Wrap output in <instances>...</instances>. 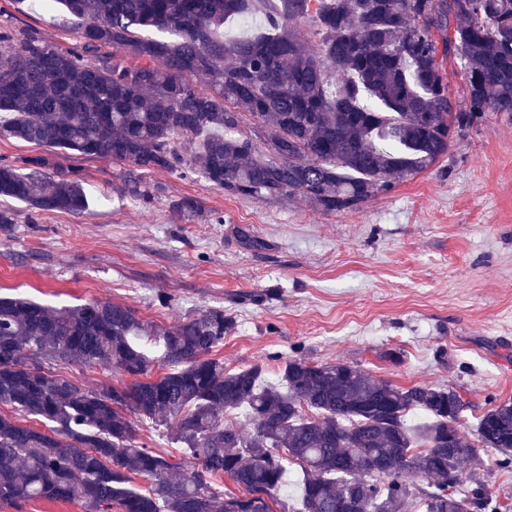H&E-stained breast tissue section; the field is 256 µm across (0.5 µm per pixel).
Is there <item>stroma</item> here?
Listing matches in <instances>:
<instances>
[{
  "instance_id": "stroma-1",
  "label": "stroma",
  "mask_w": 512,
  "mask_h": 512,
  "mask_svg": "<svg viewBox=\"0 0 512 512\" xmlns=\"http://www.w3.org/2000/svg\"><path fill=\"white\" fill-rule=\"evenodd\" d=\"M0 28L63 49L78 40L58 2L0 0ZM37 155L81 168L88 207L45 214L5 201L14 224L0 232L1 296L119 302L164 326L220 308L233 322L217 352L225 369L259 365L274 383L280 362L300 356L454 390L481 463L461 489L481 484L512 503V468L476 438L489 400H512L511 114L487 113L432 167L344 212L238 198L178 172L146 175L145 202L122 188L127 163L0 140V159ZM183 198L198 206L192 217L174 208Z\"/></svg>"
}]
</instances>
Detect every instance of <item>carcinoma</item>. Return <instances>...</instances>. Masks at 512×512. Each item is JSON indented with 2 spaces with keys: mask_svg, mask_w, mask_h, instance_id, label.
<instances>
[{
  "mask_svg": "<svg viewBox=\"0 0 512 512\" xmlns=\"http://www.w3.org/2000/svg\"><path fill=\"white\" fill-rule=\"evenodd\" d=\"M80 38L63 50L0 31V139L131 166L123 190L151 200L150 173L185 166L240 198H299L356 210L434 165L488 112H512V0H278L270 31L227 44L224 21L255 0H62ZM453 19L438 44L432 16ZM309 21L312 45L288 26ZM170 31L169 42L142 34ZM466 71L453 103L439 55ZM251 117L259 139L242 129ZM188 138L184 157L172 146ZM52 160L0 162V199L79 213L77 170ZM232 326L207 309L158 326L128 305L52 308L0 297V503L81 502L88 512H274L288 466L302 473V512H501L457 423L464 404L441 387H403L343 363L286 359L224 371L213 352ZM113 369L128 383L88 388L44 363ZM162 373L148 379L151 366ZM244 407L251 433L224 421ZM423 410L431 421L411 428ZM170 431L199 467L136 446L130 415ZM477 439L512 467V401L490 400ZM409 473L422 485L405 480ZM229 477L238 494L214 488ZM142 477L149 486L141 489Z\"/></svg>",
  "mask_w": 512,
  "mask_h": 512,
  "instance_id": "carcinoma-1",
  "label": "carcinoma"
}]
</instances>
